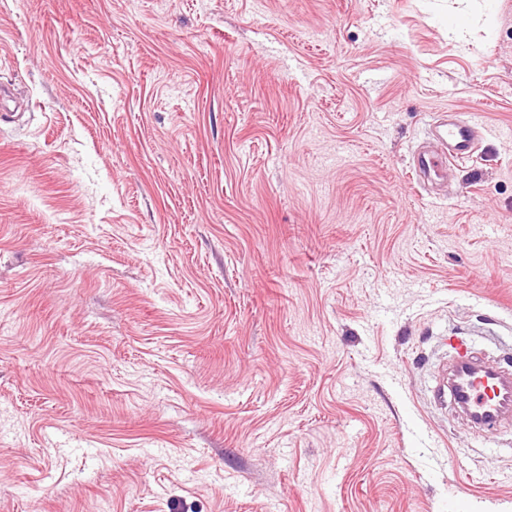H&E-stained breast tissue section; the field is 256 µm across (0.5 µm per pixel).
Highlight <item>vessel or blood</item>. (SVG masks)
<instances>
[{
    "mask_svg": "<svg viewBox=\"0 0 512 512\" xmlns=\"http://www.w3.org/2000/svg\"><path fill=\"white\" fill-rule=\"evenodd\" d=\"M428 136L440 143V150L417 154L412 162L414 172L425 179L468 160L478 139L473 124L444 114L433 116ZM453 349L448 381L436 389L435 398L451 401L480 434H491L512 418V372L482 361L467 341H455Z\"/></svg>",
    "mask_w": 512,
    "mask_h": 512,
    "instance_id": "b4317fda",
    "label": "vessel or blood"
}]
</instances>
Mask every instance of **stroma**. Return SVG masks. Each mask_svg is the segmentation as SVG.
Wrapping results in <instances>:
<instances>
[{
    "label": "stroma",
    "mask_w": 512,
    "mask_h": 512,
    "mask_svg": "<svg viewBox=\"0 0 512 512\" xmlns=\"http://www.w3.org/2000/svg\"><path fill=\"white\" fill-rule=\"evenodd\" d=\"M452 336L512 362V0H0V512H512ZM427 132L428 137L440 143L442 148L414 156L411 166L415 174H419L424 180L437 178L441 172H447L448 163L468 160L478 139L477 128L468 121L460 120L456 113L435 114Z\"/></svg>",
    "instance_id": "1"
}]
</instances>
